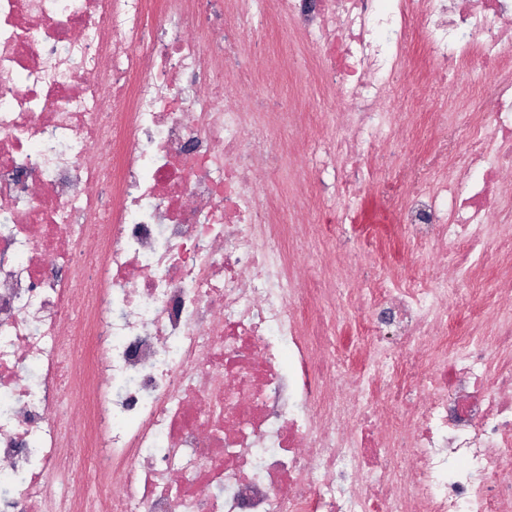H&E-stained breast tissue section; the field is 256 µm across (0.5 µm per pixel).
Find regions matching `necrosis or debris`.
Masks as SVG:
<instances>
[{
    "label": "necrosis or debris",
    "mask_w": 512,
    "mask_h": 512,
    "mask_svg": "<svg viewBox=\"0 0 512 512\" xmlns=\"http://www.w3.org/2000/svg\"><path fill=\"white\" fill-rule=\"evenodd\" d=\"M274 1L341 100L342 196L430 120L381 189L423 274L349 342L296 286L294 114L224 95L267 0H0V512H512V302L448 329L449 268L512 266V0ZM417 54L464 94L422 101ZM396 125L398 134L397 142L391 146L381 150L373 161L363 170L384 184L388 182V176L395 169L406 166L413 159L412 152L416 148L417 151L425 153L429 150V144L423 139V133L420 125V119L416 115L401 114L396 117Z\"/></svg>",
    "instance_id": "necrosis-or-debris-1"
}]
</instances>
